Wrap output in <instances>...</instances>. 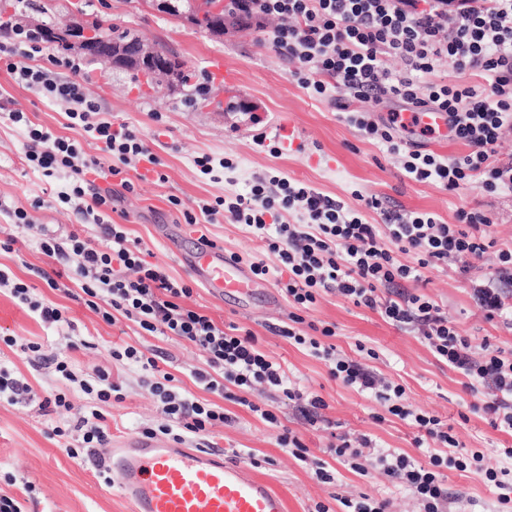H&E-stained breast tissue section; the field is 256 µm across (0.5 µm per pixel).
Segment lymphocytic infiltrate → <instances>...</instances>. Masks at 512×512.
Wrapping results in <instances>:
<instances>
[{
	"instance_id": "1",
	"label": "lymphocytic infiltrate",
	"mask_w": 512,
	"mask_h": 512,
	"mask_svg": "<svg viewBox=\"0 0 512 512\" xmlns=\"http://www.w3.org/2000/svg\"><path fill=\"white\" fill-rule=\"evenodd\" d=\"M228 13L248 25L268 16L284 23L267 32L264 45L275 55L294 62L291 78L312 94L330 96L326 81L338 89L332 96L341 119L360 137L397 155L406 177L432 181L448 192L475 184L488 193L512 191V159L502 160L497 147L512 131V0H226ZM0 67L14 80L35 91L42 101L62 106L73 136H61L33 123L20 109L0 110V122L24 133L25 159L39 179L56 182L59 203L72 208L89 235L46 234L41 251L66 266L68 284L48 278L50 288L100 314L108 323L126 319L150 336L179 339L197 347L204 365L192 376L205 398L176 391L172 374L162 371L155 356L134 346L113 349L111 357L138 369L166 417L157 433L184 444L208 436L212 427L232 422L223 400L249 408L268 423L276 414L251 403L256 388L281 392L294 401L304 421L316 424L327 404L318 394L289 386L280 363L259 346L251 331L223 325L190 305L193 288L145 260L139 246L130 244L124 225L112 219L111 189L99 180L118 179L127 192L130 162H142L157 173L161 160L149 144L127 125L102 117L99 102L75 80L79 61L51 58L36 65L45 41L38 30L0 16ZM402 63L400 71L386 65ZM457 73L475 74V81L421 83L441 62ZM398 99L413 111H441L449 118L451 140L466 153L441 157L422 152L406 136L398 112L381 117L354 112L350 101ZM96 154H89L88 146ZM170 205L184 222L197 225L225 220L262 243L261 255L250 264L258 278H275L294 308L287 322L275 326L277 335L322 360L330 377L343 386L382 401L388 412L415 427L419 448L437 444L428 465L405 453L377 458L392 483L410 490L422 512H444L448 493L442 487L444 470L469 472L498 490L502 507L512 506V448L500 449L502 465H491L479 450L462 448L441 419L413 409L402 385L369 365L338 352L330 339L332 324L304 329L303 313L325 293H335L354 306L378 312L389 324L415 333L433 356L466 379L473 396L472 410L490 417L493 428L512 432V352L483 341L473 347L433 299L406 292L408 282L422 281L426 271L450 268L465 275L474 258L489 257L488 272L471 280V297L490 322L512 331V245L499 244L490 231L491 216L478 209H459L456 221L442 222L430 212L405 211L387 200L365 198L360 207L324 195L316 188L281 172L256 178L249 192L225 195L187 206L178 197ZM378 222H370L368 213ZM0 285L45 324L65 322L64 307L35 297L25 281L0 269ZM29 354L33 369H53L60 386L40 403L41 409L67 411L53 429L56 436L78 432L85 448H104L102 406L122 401V383L105 368L80 377L61 354L45 351L38 342L0 340ZM84 402L74 406V393ZM221 403H214L212 395Z\"/></svg>"
}]
</instances>
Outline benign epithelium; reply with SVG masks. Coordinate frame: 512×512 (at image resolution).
<instances>
[{"instance_id": "7a95c632", "label": "benign epithelium", "mask_w": 512, "mask_h": 512, "mask_svg": "<svg viewBox=\"0 0 512 512\" xmlns=\"http://www.w3.org/2000/svg\"><path fill=\"white\" fill-rule=\"evenodd\" d=\"M224 18V0H216L210 8L202 13L189 16V21L195 26L209 30L216 35H224L231 30L215 20ZM51 38L60 41L74 50L90 53L100 58L112 67H138L143 69L146 78L151 81L165 79L171 84L179 80L176 70L163 72L152 66L151 51L140 43L109 38L99 31L87 26L82 20H73L62 26L49 29Z\"/></svg>"}]
</instances>
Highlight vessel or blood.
I'll return each mask as SVG.
<instances>
[{
	"label": "vessel or blood",
	"instance_id": "b4317fda",
	"mask_svg": "<svg viewBox=\"0 0 512 512\" xmlns=\"http://www.w3.org/2000/svg\"><path fill=\"white\" fill-rule=\"evenodd\" d=\"M405 124L448 139L443 112H404ZM196 278L217 294L255 292L262 280L218 248L200 240L189 260ZM121 496L132 512H286L283 497L247 468L223 455L129 436L113 442L109 457Z\"/></svg>",
	"mask_w": 512,
	"mask_h": 512
}]
</instances>
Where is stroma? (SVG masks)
<instances>
[{
	"label": "stroma",
	"mask_w": 512,
	"mask_h": 512,
	"mask_svg": "<svg viewBox=\"0 0 512 512\" xmlns=\"http://www.w3.org/2000/svg\"><path fill=\"white\" fill-rule=\"evenodd\" d=\"M198 0H182L179 14L153 7L150 0H0V13L13 16L21 25L36 20L51 26L71 19L100 18L106 23L135 30L147 42L164 46L193 72L190 84L177 88L148 87L131 72L103 63L82 61L76 78L96 98L114 124L137 130L162 161L165 181L144 176V167L131 165L128 176L136 190L117 201L114 222L126 225L132 241L148 250L150 262L160 265L173 278L195 286L190 300L216 321L232 322L251 330L270 357L288 370L292 387L318 393L327 403L325 419L315 425L302 422L292 403L278 394L258 391L252 400L268 405L277 417L269 424L247 408L224 401L238 420L214 428L210 443L227 461L247 467L252 475L269 483L287 504V512H314L317 503L340 512L339 500L362 493L389 500L390 512H420L413 494L393 486L376 456L366 462V474L354 472L327 453L333 436L368 435L378 453L398 451L428 464L425 449L416 447V431L391 416L373 398L346 388L330 378L325 364L287 339L273 334L271 325L287 320L291 308L278 287L260 294L218 296L197 283L183 253L198 235H205L226 254L237 255L250 265L261 252L259 239L239 226L220 222L192 227L177 220L168 203L176 196L189 206L211 200L227 191L248 192L256 175L278 170L311 185L330 197L352 201L354 193L376 195L408 210L436 213L444 223L456 221V211L465 207L488 212L501 241H512V193L487 194L474 185L448 192L432 182H415L403 176L398 159L377 143L363 140L342 122L335 107L323 97L301 88L290 75L288 60L263 47L265 31L277 26L266 19L262 28L237 30L218 39L185 19ZM222 57L238 74L236 85L219 83L210 71L213 57ZM208 85L199 96L196 85ZM0 102L28 112L31 120L65 134L60 107L40 101L32 90L14 82L0 69ZM293 134L297 146L285 147L274 156L255 143L258 135L274 138ZM24 135L16 128L0 127V206L29 210L33 227L16 236L6 217L0 216V240L16 236L12 251L0 250V268L33 286L36 295L66 307L67 323L47 325L0 288V336L36 341L45 349L66 356L79 370L100 366L111 370L123 385L122 402L103 407L110 438L142 436L144 428L164 423L165 417L140 380L138 371L113 362L110 351L132 345L145 352L160 351L159 367L174 375L183 391L196 397L204 392L191 372L201 367L200 351L186 342L149 336L137 324L120 320L108 324L83 302L65 298L49 288L36 274L50 269L52 261L37 245L41 230L55 234L83 233L72 208L45 198V182L29 169L23 150ZM202 154L232 159L235 169L212 182L200 179L193 159ZM41 208H32L37 197ZM427 283H407L408 292L433 299L456 323L461 335L474 344L483 340L512 349V331L485 320L469 295L465 281L452 271H427ZM314 323L336 326L337 350L357 360H371L375 369L401 384L414 408L437 415L451 428L461 445L485 452L497 462L498 451L512 447V435L494 429L480 414L470 412L471 396L462 374L437 361L412 333L385 322L375 312L355 307L349 300L328 294L305 314ZM85 339L83 347L68 346L69 332ZM51 416L37 402L10 404L0 401V494L15 498L23 512H131L121 497L117 482L106 468L108 450L82 448L80 458H70L65 445L80 446L78 434L54 436ZM293 431L307 448L304 463L280 448L277 439ZM325 462L334 480L324 483L314 474L313 460ZM447 512H496L497 491L474 475L448 471Z\"/></svg>",
	"instance_id": "stroma-1"
}]
</instances>
